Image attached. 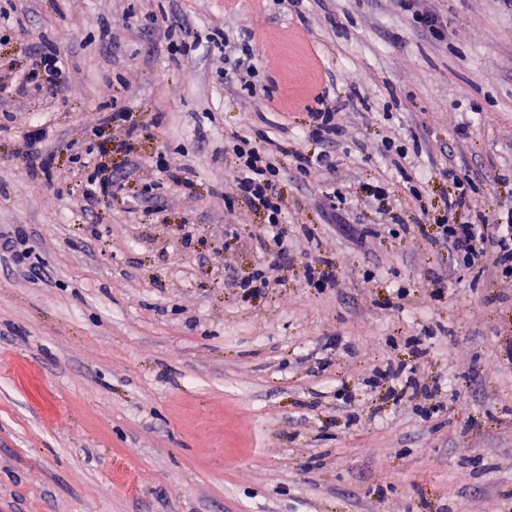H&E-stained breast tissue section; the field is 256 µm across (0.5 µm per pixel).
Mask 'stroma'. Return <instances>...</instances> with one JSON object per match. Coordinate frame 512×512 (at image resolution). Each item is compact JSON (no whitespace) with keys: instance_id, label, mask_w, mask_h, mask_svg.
<instances>
[{"instance_id":"35a3bbf8","label":"stroma","mask_w":512,"mask_h":512,"mask_svg":"<svg viewBox=\"0 0 512 512\" xmlns=\"http://www.w3.org/2000/svg\"><path fill=\"white\" fill-rule=\"evenodd\" d=\"M442 15L444 38L413 11ZM0 0V58L65 53L56 92L0 104V512H512V279L451 270L420 197L381 154L452 165L476 210L512 207V7L501 0ZM196 49L168 57L169 25ZM255 89L224 87L223 39ZM335 182L288 174L292 252L232 191L224 138L320 151ZM128 112L102 125L100 113ZM47 122L48 173L25 138ZM140 125L138 137L127 134ZM104 147L94 168L79 157ZM192 189L145 168L157 151ZM388 184L381 202L367 184ZM345 197L349 229L330 223ZM310 228L335 282L310 288ZM273 263L272 285L232 280ZM402 363L412 383L375 379ZM334 112L326 108L324 112H313L314 130L313 135L318 140L333 143L341 132L333 122ZM397 138H388L382 141V151L386 157L391 158V156L396 155L398 159L391 158L393 165L396 167L398 172L401 173V176L404 178V182L409 184L407 187L409 193L414 197H419L420 191L418 187H421L422 180L424 179L422 176H417L416 173L413 176L412 174H408L403 166V163L400 161L401 159H406L407 151L403 145H396Z\"/></svg>"}]
</instances>
